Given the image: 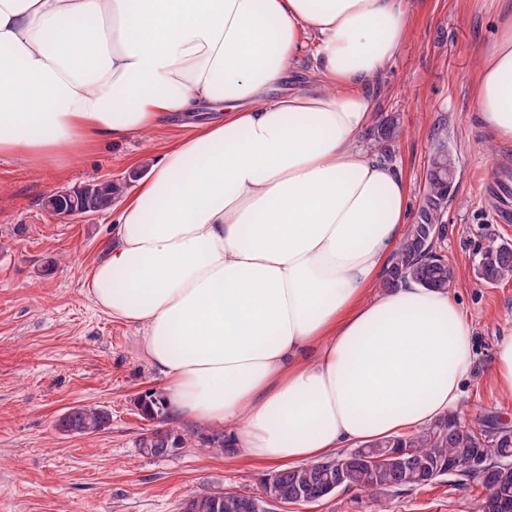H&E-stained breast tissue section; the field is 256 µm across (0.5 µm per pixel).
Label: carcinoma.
<instances>
[{"label":"carcinoma","instance_id":"1","mask_svg":"<svg viewBox=\"0 0 512 512\" xmlns=\"http://www.w3.org/2000/svg\"><path fill=\"white\" fill-rule=\"evenodd\" d=\"M395 119L391 118L370 134L373 145L391 155L390 144L396 136ZM436 144L424 179V190L412 224L396 247L386 269L382 287L391 289L412 279L431 290L455 288L452 267L437 249L436 232L443 231V218L453 185L448 183V132L436 129ZM122 188L112 182L102 184L92 205L104 210ZM478 278L485 283L512 278V251L505 243L492 241L480 253ZM110 414L99 407L69 408L57 420L59 431L69 434H91L104 430ZM185 437L176 428H158L143 437L141 448H160V455H170L184 447ZM363 453L346 451L337 458L346 460L341 474L326 470L328 460L285 467L268 477L263 489L273 488L283 497L301 491L316 500L326 497L323 485L339 479L340 488L354 489L371 495L376 512H386L382 497L399 489L428 486L439 479L458 474L466 476L464 463L480 456L486 471L478 473L487 494L473 505L474 512H512V435H495L485 420L478 425L447 415L422 428L419 432L374 440L361 446ZM256 498L251 492L233 491L219 498L214 491L189 496L186 512H252L250 503Z\"/></svg>","mask_w":512,"mask_h":512}]
</instances>
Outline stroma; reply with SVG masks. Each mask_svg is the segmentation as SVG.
<instances>
[{"label":"stroma","mask_w":512,"mask_h":512,"mask_svg":"<svg viewBox=\"0 0 512 512\" xmlns=\"http://www.w3.org/2000/svg\"><path fill=\"white\" fill-rule=\"evenodd\" d=\"M409 33L373 87V117H397L393 162L417 210L434 131L448 130L457 174L444 215L441 252L472 328L475 368L462 387L461 420L492 413L512 424V398L490 376L496 344L512 334V279L478 280L475 259L490 240L512 242V143L490 140L475 122L476 56L495 37L499 0H406ZM183 131L171 118L154 134L109 142L74 157L64 170L0 159V512H182L191 494L261 493L271 467L208 451L217 429L177 417L167 423L189 442L175 455H144L139 442L162 420L139 400L160 392L158 371L134 325L101 312L85 276L102 257L113 221L150 163ZM110 180L123 192L92 215L51 216L50 191ZM98 406L111 415L99 432L65 434L68 408ZM486 493L480 479L447 476L389 493V512H473Z\"/></svg>","instance_id":"obj_1"}]
</instances>
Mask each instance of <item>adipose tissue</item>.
I'll use <instances>...</instances> for the list:
<instances>
[{"mask_svg": "<svg viewBox=\"0 0 512 512\" xmlns=\"http://www.w3.org/2000/svg\"><path fill=\"white\" fill-rule=\"evenodd\" d=\"M408 30L404 0H0L1 158L62 170L211 110L155 158L86 288L141 327L169 410L249 461L417 432L473 372L453 292H374L408 185L363 143L369 87ZM311 37L314 76L278 93ZM475 102L512 142V9Z\"/></svg>", "mask_w": 512, "mask_h": 512, "instance_id": "adipose-tissue-1", "label": "adipose tissue"}]
</instances>
